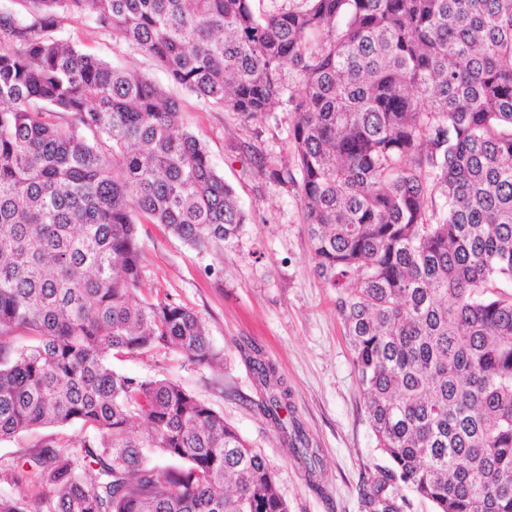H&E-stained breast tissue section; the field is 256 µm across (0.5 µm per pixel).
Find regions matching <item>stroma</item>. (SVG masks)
<instances>
[{"label":"stroma","instance_id":"1","mask_svg":"<svg viewBox=\"0 0 512 512\" xmlns=\"http://www.w3.org/2000/svg\"><path fill=\"white\" fill-rule=\"evenodd\" d=\"M58 34L112 66L151 77L178 98L184 128L204 140L249 214L233 243L206 253L162 226L139 227L147 286L206 321L223 355L220 367L155 350L114 361V368L175 381L221 413L262 453L289 512H365L363 491L385 461L371 437L336 293L312 270L298 190L271 176L292 161L289 112L278 107L245 122L237 113L206 108L172 85L151 58L98 29L88 15H64ZM256 354L276 367L296 419L320 454L318 487H311L282 430L263 413L266 390L251 362ZM83 433L73 423L1 441L0 495L20 499L27 512H41L52 489L14 484L15 465L48 439Z\"/></svg>","mask_w":512,"mask_h":512}]
</instances>
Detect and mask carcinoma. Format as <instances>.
Masks as SVG:
<instances>
[{
    "label": "carcinoma",
    "mask_w": 512,
    "mask_h": 512,
    "mask_svg": "<svg viewBox=\"0 0 512 512\" xmlns=\"http://www.w3.org/2000/svg\"><path fill=\"white\" fill-rule=\"evenodd\" d=\"M24 2L25 20L0 11V441L87 433L46 442L15 483L53 488L46 512H288L223 415L112 366L221 361L197 313L146 287L138 225L205 252L247 215L176 98L57 35L77 11L208 107L293 114V169L272 177L298 186L388 462L367 512H399L389 485L435 512H512V0ZM254 366L315 478L288 389Z\"/></svg>",
    "instance_id": "obj_1"
}]
</instances>
